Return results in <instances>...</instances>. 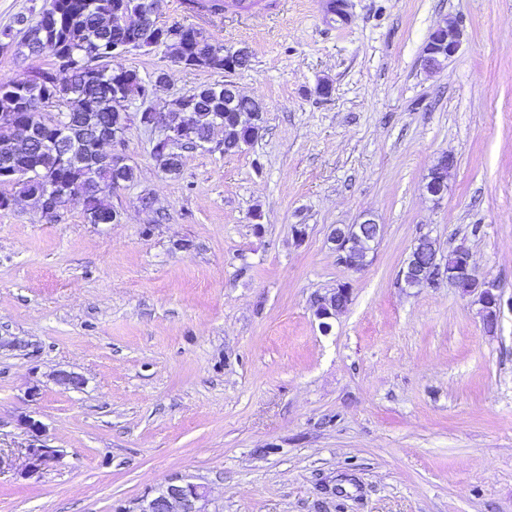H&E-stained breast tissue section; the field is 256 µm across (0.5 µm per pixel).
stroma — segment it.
Masks as SVG:
<instances>
[{
    "instance_id": "1",
    "label": "stroma",
    "mask_w": 512,
    "mask_h": 512,
    "mask_svg": "<svg viewBox=\"0 0 512 512\" xmlns=\"http://www.w3.org/2000/svg\"><path fill=\"white\" fill-rule=\"evenodd\" d=\"M346 12L160 0L158 25L251 61L227 74L131 51L122 66L168 82L129 112L229 80L263 108L258 139L228 155L216 132L170 174L134 122L114 147L136 170L109 195L119 223H88L78 199L0 210V336L16 341L0 348V512H116L175 478L203 485L209 512H512V0ZM448 21L460 49L428 72ZM444 153L437 202L423 181ZM365 213L384 231L356 272L329 234ZM426 233L497 280L496 332L452 284L400 287ZM343 283L351 300L322 331L311 301ZM28 417L58 451L30 478Z\"/></svg>"
}]
</instances>
